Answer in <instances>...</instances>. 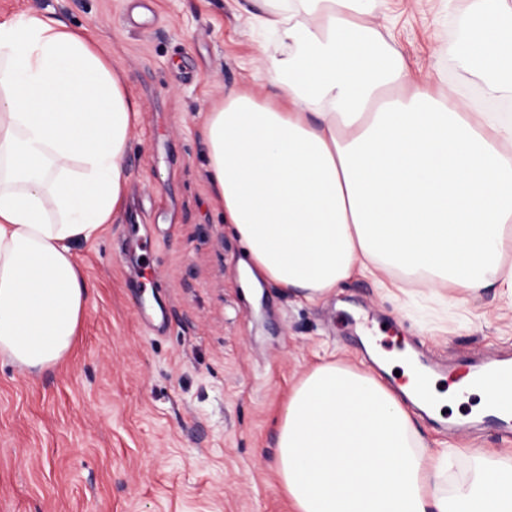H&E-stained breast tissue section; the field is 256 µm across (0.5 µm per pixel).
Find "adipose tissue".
Masks as SVG:
<instances>
[{
	"mask_svg": "<svg viewBox=\"0 0 512 512\" xmlns=\"http://www.w3.org/2000/svg\"><path fill=\"white\" fill-rule=\"evenodd\" d=\"M389 0H278L263 21L286 55L272 90L231 89L204 113L212 195L249 282L306 302L396 269L512 310V113L434 95L373 20ZM448 58L512 100V0H470ZM140 121L125 71L46 10L0 23V359L38 373L70 352L88 302L73 247L128 205ZM339 361L294 384L277 433L293 512H512V453L446 493L402 397Z\"/></svg>",
	"mask_w": 512,
	"mask_h": 512,
	"instance_id": "adipose-tissue-1",
	"label": "adipose tissue"
}]
</instances>
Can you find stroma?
Returning <instances> with one entry per match:
<instances>
[{
  "instance_id": "obj_1",
  "label": "stroma",
  "mask_w": 512,
  "mask_h": 512,
  "mask_svg": "<svg viewBox=\"0 0 512 512\" xmlns=\"http://www.w3.org/2000/svg\"><path fill=\"white\" fill-rule=\"evenodd\" d=\"M0 0V22L52 10L121 65L141 120L129 204L74 247L90 287L71 353L32 375L0 360V512H292L274 470L290 388L372 346L411 349L448 391L469 365L512 355V311L494 289L447 303L397 271L354 276L312 304L248 288L247 258L209 185L200 115L232 88L266 91L258 58L282 46L254 0ZM469 0H394L375 25L437 91L469 90L445 49ZM412 416L448 485L475 452L512 443L468 416Z\"/></svg>"
}]
</instances>
